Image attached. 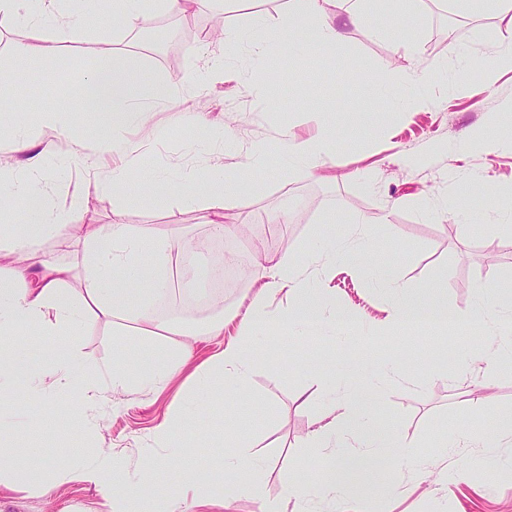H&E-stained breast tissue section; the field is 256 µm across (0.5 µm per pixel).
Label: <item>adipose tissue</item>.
<instances>
[{"instance_id":"1","label":"adipose tissue","mask_w":512,"mask_h":512,"mask_svg":"<svg viewBox=\"0 0 512 512\" xmlns=\"http://www.w3.org/2000/svg\"><path fill=\"white\" fill-rule=\"evenodd\" d=\"M103 0H0V31L26 20L32 35L19 42L14 53L20 57L47 62L61 57V40L46 33L47 20L67 19L70 29L93 26L101 14ZM332 0H289V21H311L309 36L320 46L335 47L342 31L328 6ZM85 95L98 107L103 133L97 139L81 142L83 163L93 165L102 155L116 152L124 157L120 166L99 181L98 194L116 195L129 186L148 192L165 185L166 178L153 174L131 184L130 175L138 166L139 153L125 139L126 130L150 108L154 98H182L183 90L158 87L152 73L133 68L120 57H112L90 69L83 87ZM202 142L218 148L236 149L239 173L220 168L202 173L184 170L178 177L185 192V203H201L208 211V222L216 233L231 235L237 227L225 223L224 213L246 207L251 193L242 173L257 174L267 165L265 147L239 146L223 127L203 124L199 127ZM14 151L30 173L29 181L16 185L0 177V210L13 211L17 224L0 225V242L8 243L16 257L8 275L0 276V404L14 395L18 380H26L27 393L36 397L47 385L66 386L74 370L72 361L50 357L39 364L30 363L25 351L29 346L50 343L54 337H75L86 328L90 315L119 317L139 323L140 334L133 339L112 343V359L97 363L89 373L81 407L71 411L75 430H84L93 420L100 401L107 393L153 392L163 389L193 357L198 337L225 336L223 350L216 359L198 366L192 383L201 390L221 389L228 394L240 393L249 383L258 364L255 335L266 327L283 332L304 331L327 311L324 304L306 307L305 300L313 284L344 257L368 276L381 282L386 290L385 304L394 324L424 322L447 324L452 315L447 307L414 298L394 284L388 266L376 257V239L369 225H360L355 238L333 236L327 249L309 254L298 263L288 254H273L251 271L250 302L244 312L219 316L201 323H178L159 320L155 299L165 295L166 283L155 274L167 267L172 258L163 238L147 226L124 223L114 217L108 224H83L78 211L59 212L46 202L40 183L43 155L38 142L26 133H17ZM281 147L288 164L303 167L309 176L331 164L336 136L331 130L302 140L282 139ZM62 241L78 238L84 247V272L79 289H71L73 268L40 249L47 232ZM289 297V307L272 310L279 293ZM333 398L322 409L317 427L310 437L311 446L335 452L346 449L348 461L331 468L319 483L289 481L281 498L267 501L265 512H312L314 500L325 501L327 512H362L349 494L348 476L362 470L389 497L395 488L384 480V471L393 458H401V482L407 491L421 490L433 466L432 460L409 453L400 455L394 442L388 441L375 425L374 408L360 401L347 387L328 380L325 383ZM246 418L234 416L224 431V469L233 481L205 480L200 469H190L182 481L167 491H159L160 472L172 465L169 456H161L144 466L117 464L108 450H100L89 459L76 462L60 471V479L91 484L103 493L107 512H154L158 500H165L167 512H184L189 498L204 492L207 500L232 504L239 498L259 491L265 461L248 450L244 437Z\"/></svg>"}]
</instances>
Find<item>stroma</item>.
<instances>
[{
  "instance_id": "1",
  "label": "stroma",
  "mask_w": 512,
  "mask_h": 512,
  "mask_svg": "<svg viewBox=\"0 0 512 512\" xmlns=\"http://www.w3.org/2000/svg\"><path fill=\"white\" fill-rule=\"evenodd\" d=\"M346 8L345 0H333L330 6L344 25L335 52L299 37L285 62L291 74L287 82L267 80L275 57L246 54L234 34L259 23L284 30L288 0H226L222 13L205 9L188 20L147 12L150 27L168 33L160 45L147 43L139 26L115 27L111 13L105 12L87 31H61L69 62L60 70L15 55V43L30 34L25 23L0 33V79H17L28 93L20 120L38 129L56 110H68L77 118L75 135L46 134L51 147L42 161V188L49 205L60 211L80 209L86 224L111 223L119 210L125 223L153 226L165 237L172 257L193 246L194 272L205 282L214 265L213 243L237 245L255 263L274 252L301 262L330 234H353L363 220L375 230L378 252L394 280L424 299L464 315L478 287H488L499 300L511 298L512 238L495 234L492 227L512 225V153L467 145L481 130L512 132V109L507 106L512 71L498 73L490 84L482 79L502 45L506 17L493 7L473 12L450 0H404L401 13L382 23L379 0H367L372 22L352 26L345 22ZM215 27L232 32V39L203 42L202 32ZM110 47L120 50L130 66L150 70L163 86H185L196 70L217 59L243 63L248 73L263 78L272 111L259 109L246 83L222 75L190 91L183 102L155 105L132 134L140 145L143 175L157 170L173 175L189 166L237 170V156L200 142L194 122L201 118L224 122L241 144H263L268 167L254 181L251 203L229 213V223L246 225L242 236L219 238L202 211L183 204L173 186L153 198L97 195L96 182L110 172L112 160L104 158L94 169L80 160L78 138H94L101 124L77 91L100 50ZM413 72L426 75V82L407 85L405 77ZM324 126L336 134V155L323 179L283 165V135L308 138ZM469 175L494 189V198L481 203L461 187V178ZM282 207L294 210L293 223L268 224V215ZM317 296L353 315V322L312 327L304 348L289 336L261 333L264 360L248 390L230 396L198 392L196 409L186 422L190 429L207 426L208 433L188 443L184 465L204 463L218 477L224 473L225 423L235 412L248 413L254 421L248 441L267 464L261 496L238 500L228 510L192 506L188 512H263L265 500L280 497L288 480H321L332 461L319 449L306 447L305 439L325 402L323 381L332 376L378 392V428L409 445L412 453L431 457L453 424L462 425L469 435L467 443L440 462L443 469L461 470L455 484L432 483L426 493L382 500L369 484L354 481L352 493L368 512H512V435L501 424L512 415V362L491 357L472 371L460 367L463 355L482 347L485 326L445 332L429 325H389L380 288L341 259L320 282ZM367 329L376 337L357 368L347 371L348 352L341 339ZM116 332L113 325L96 321L79 336H61L52 346L31 349L29 357L38 362L52 353H77L67 396L78 404L90 362L111 357ZM401 350L408 356L397 370L376 379L375 364ZM441 353L448 357L444 377L432 368ZM188 386L182 374L156 393L109 395L102 413L78 440L68 419L40 399L19 396L0 409V416L19 424L32 415L45 421V428L25 436L17 450L24 455L38 448L47 464L65 462L75 450L90 454L107 448L118 461L134 465L164 455L155 434ZM471 390L482 397L480 410L466 406ZM488 438L497 439V447H482ZM105 510L102 493L89 484L53 478L42 490L17 475L11 487L0 486V512Z\"/></svg>"
}]
</instances>
